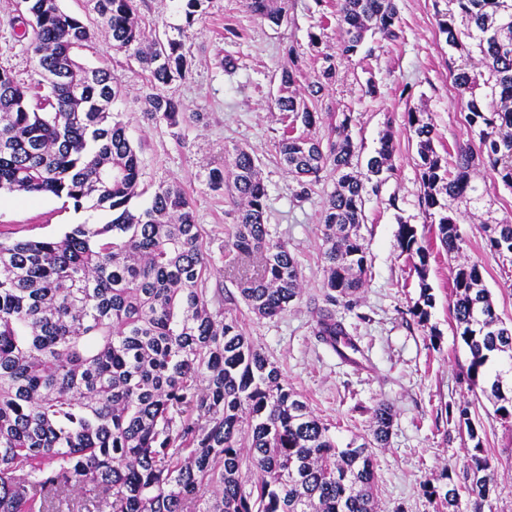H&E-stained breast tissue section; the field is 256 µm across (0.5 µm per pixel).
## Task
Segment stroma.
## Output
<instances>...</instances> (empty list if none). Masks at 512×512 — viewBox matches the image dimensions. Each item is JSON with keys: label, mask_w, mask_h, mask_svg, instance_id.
Here are the masks:
<instances>
[{"label": "stroma", "mask_w": 512, "mask_h": 512, "mask_svg": "<svg viewBox=\"0 0 512 512\" xmlns=\"http://www.w3.org/2000/svg\"><path fill=\"white\" fill-rule=\"evenodd\" d=\"M403 36L336 63V79L322 100L323 112L347 113L360 160L373 156L383 133L393 143L394 175L365 204L360 234L366 248L365 285L351 307L337 306L341 321L359 351L339 356L313 333L323 307L325 268L319 213L336 183L333 173L310 188L281 165L275 143L283 125L272 105L282 68L293 67L300 83L319 72L322 57L334 53L338 26L329 21L319 48L308 34L319 28L330 4L291 0L288 20L274 26L250 13L243 0H207L205 11L187 22L180 0H142L140 15L148 38L180 43L190 68L185 79L165 86L166 94L188 111L203 115L172 136L165 123L145 114L150 91L147 74L126 54L113 49L99 31L87 0H60L62 9L98 34L90 48L78 50L82 63L103 66L122 81L124 97L114 102L139 151L142 194L132 208L147 204L159 184L179 182L191 198L215 271L207 288L213 306L236 315L247 336L279 366L283 377L307 400L313 414L328 424L338 445L366 433L370 411L391 407L389 445L374 451L380 512H435L421 485L450 468L456 484H464L463 461L471 446L456 420L460 403L471 402L482 426L484 447L497 465V484L483 512H512V420L467 380L470 355L450 319L451 262L434 252L428 282L435 305L428 326H420L411 308L420 295L419 279L397 243L398 225L423 226L416 142L406 112H428L439 148L465 141L468 132L448 74V47L439 34L433 0H397ZM21 0H0V68L35 88L41 76L29 39L21 38ZM232 68H225V59ZM379 83V94L365 96L367 78ZM242 147L257 160L267 191L266 216L273 240L287 244L301 273L300 298L278 317L257 318L240 299L224 255L233 230L237 200L231 190H212L208 173L222 166L228 150ZM483 212L469 214L459 229L463 255L482 267L483 284L503 320L512 321V263L485 247ZM102 212L74 209L52 195L24 198L0 193V233L21 239L61 238L72 225L103 223Z\"/></svg>", "instance_id": "1"}]
</instances>
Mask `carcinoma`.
I'll use <instances>...</instances> for the list:
<instances>
[{
  "instance_id": "1",
  "label": "carcinoma",
  "mask_w": 512,
  "mask_h": 512,
  "mask_svg": "<svg viewBox=\"0 0 512 512\" xmlns=\"http://www.w3.org/2000/svg\"><path fill=\"white\" fill-rule=\"evenodd\" d=\"M112 46L148 73L146 115L172 135L186 122L183 106L157 91L186 76L180 44L146 42L137 0H89ZM254 15L279 26L289 0H245ZM436 11L450 49L448 71L472 139L445 154L431 118L408 110L417 147L419 207L428 235L400 224L401 250L418 259L419 299L411 314L426 326L434 296L427 282L432 245L459 256V224L501 184L512 189V0H446ZM336 54L322 56L319 75L297 90V71H281L276 109L285 129L280 162L301 184L330 170L336 186L320 214L326 266L325 306L314 334L342 357L358 351L334 306H350L363 287L367 255L358 230L365 195L393 173L389 133L366 165L354 161L350 116L323 139L312 132L336 57L357 55L367 36L400 38L397 0H336ZM31 45L46 93L28 90L0 71V191L52 194L102 211L104 224H77L60 240L0 237V512H378L374 449L389 443L391 408L371 411L370 432L336 445L279 367L246 336L237 317L213 309V267L190 198L161 183L141 210V161L125 123L112 112L124 88L106 67L78 61L75 50L94 33L59 0H25ZM306 131L298 134L295 124ZM240 199L227 247L243 260L264 254L238 291L258 317L274 318L301 294L298 263L271 239L266 188L255 158L232 153ZM484 169L492 183L478 184ZM486 209V248L512 259V224ZM448 309L468 347L470 383L512 419V395L485 367L512 359V325L496 313L481 266L451 269ZM473 442L468 483L422 484L444 512H459L462 494L476 512L496 486L497 467L483 447L470 405L458 407Z\"/></svg>"
}]
</instances>
